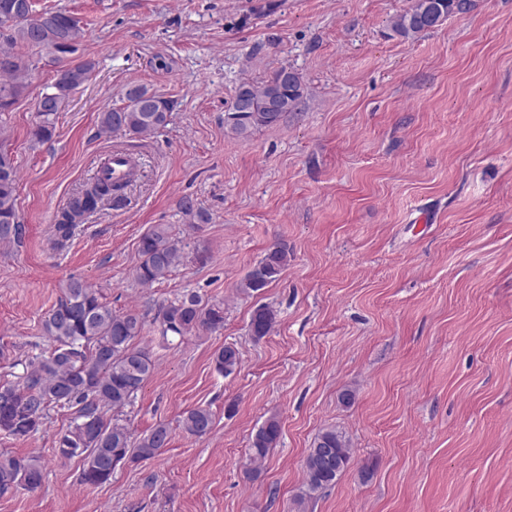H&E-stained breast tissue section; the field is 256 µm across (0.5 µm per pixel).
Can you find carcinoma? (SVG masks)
<instances>
[{"mask_svg": "<svg viewBox=\"0 0 512 512\" xmlns=\"http://www.w3.org/2000/svg\"><path fill=\"white\" fill-rule=\"evenodd\" d=\"M11 2L0 0V113L12 111L28 91L32 63L20 48L46 52L56 70L48 91L35 102L36 121L31 135L41 142L52 137L57 115L43 110L42 103L68 96L74 77L83 84L89 81L95 64L88 59L76 62L70 58L85 36L77 18L60 9H43L36 13L42 22L34 27L24 14L5 13V5ZM472 7L473 0H412L391 30L404 40L414 39ZM284 72L286 68L282 67L265 82L251 84V109L234 122L224 120L225 135L245 138L256 129L278 124L298 108L304 93L301 77L293 71L283 79ZM173 108V101L149 93L142 85H132L126 89L123 106L99 114V126L105 132L121 130L147 137L168 125ZM18 183L14 158L0 148L1 243L19 241L24 234V225L17 222ZM128 185L127 179L114 182L98 177L92 188L75 195L54 224V246L64 248L75 228L100 204L121 206ZM180 210L194 227L207 222L205 213L190 199L181 201ZM138 256L136 280L144 288L165 280L187 259L169 225H155L143 233ZM286 266L287 246H271L240 283V291L248 296L259 293L277 281ZM159 319L163 337L171 334L181 339L196 330L223 329L224 309L192 295L165 306ZM275 322L276 314L269 306H257L250 322L252 336L264 338ZM143 329L139 315L112 311L98 290L82 279H70L63 296L42 322L43 333L54 348L26 364L19 381L0 384V434L20 439L38 432L52 404L75 409V417L56 441L54 452L64 460L79 459L81 482L94 486L109 482L115 469L128 461L158 456L171 440L166 425L159 424L136 436L129 426L107 419L103 413L105 407L119 410L130 403L155 369L150 353L138 344ZM214 363L216 371L228 377L239 368V352L226 345L215 353ZM181 423L187 434L202 438L212 429L213 413L208 407H192L183 413ZM280 435L281 424L274 415L258 427L249 448V460L255 464L249 475L258 476L256 465L277 447ZM350 458L351 449L336 430L318 434L305 457L306 482L299 500L334 485ZM43 475L40 457L0 452V493L14 488L34 490L41 486Z\"/></svg>", "mask_w": 512, "mask_h": 512, "instance_id": "obj_1", "label": "carcinoma"}]
</instances>
